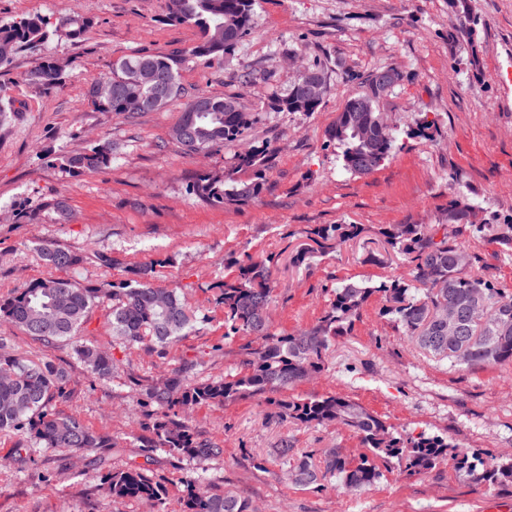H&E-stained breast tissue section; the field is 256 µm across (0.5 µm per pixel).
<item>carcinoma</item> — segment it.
I'll use <instances>...</instances> for the list:
<instances>
[{
    "label": "carcinoma",
    "instance_id": "obj_1",
    "mask_svg": "<svg viewBox=\"0 0 512 512\" xmlns=\"http://www.w3.org/2000/svg\"><path fill=\"white\" fill-rule=\"evenodd\" d=\"M256 0H169L171 22L198 28L200 41L185 50L194 59L209 61L234 52L254 27ZM91 26V20L77 12L49 19L31 14L9 23L0 22V68L14 55L36 50L52 37L77 39ZM52 58L40 57L28 72L27 80L40 86L61 84L62 73L53 71ZM112 96L94 98L97 82L87 85L85 95L95 109L124 112L128 116L155 112L184 95L174 61L162 54H138L123 58L107 77ZM167 87L161 103L148 106L155 86ZM395 86L391 82L350 96L326 131L327 142L340 149L343 168L354 175H369L390 158L396 142L393 129L384 128L385 119L378 100ZM280 112H314L318 105L292 89L273 101ZM259 115L246 111L239 98L212 97L198 92L188 97L170 137L188 153H209L240 139L255 125ZM276 149L268 143L251 146L234 157L222 174L198 175L190 192L214 207H240L255 202L267 189ZM112 145L103 143L58 158L73 177L95 173L111 166ZM470 205L455 203L448 208L446 223L388 224L380 228L386 242L407 260L408 273L390 283L367 287L347 283L336 289L329 311L313 328L297 334H278L268 316L274 299L273 258H253L235 263L234 274L224 279L219 303L224 306V336L243 334L256 339L243 370L224 379L196 384L189 382L196 364L185 361L164 383L145 390L147 401L160 416L151 426L149 447L199 464L224 454L220 446L199 440L179 417L192 407L222 405L238 398L280 393L294 389L302 380L322 370L325 354L336 338L348 335L361 308L374 293L384 296L383 314L392 315L408 336L424 351L465 370L479 365L512 362V293L473 271L477 256L467 255L462 243L448 236L466 229ZM356 224L321 225L312 235L339 242L359 237ZM43 259L63 271L76 269L83 258L60 246L42 244ZM469 256L464 265L459 258ZM157 263L136 267L131 277L110 288L82 285L72 279L47 278L29 283L14 296L0 300V319L20 329L24 335L53 347L79 335L92 307L112 304V335L125 343L165 349L194 330L196 316L180 291L156 283ZM458 312L459 338L448 343V319L444 310ZM7 339L0 336V432L16 431L27 442L16 449L19 459L32 451L30 444L64 449L84 455L112 448V438L91 430L76 414H62L56 402L66 394L67 373L48 359H24L1 352ZM75 351L87 370L99 380L112 377L113 362L104 350L78 344ZM279 415L304 425H340L361 436L369 453L353 461L333 451L325 459L324 470L307 459L294 457V449L283 444L277 454L291 459V480L301 487L321 486L327 478H337L348 490L375 484L381 472L376 458H398L413 473L431 469L448 454V440L419 435L405 438L360 403L336 394L310 398L276 400ZM482 479L494 484L512 483V460L500 461ZM107 491L114 499H138L158 507L164 504L167 487L148 476L141 465L131 462L106 475ZM183 512H253L250 502L231 493H211L201 477L184 482Z\"/></svg>",
    "mask_w": 512,
    "mask_h": 512
}]
</instances>
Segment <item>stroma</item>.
I'll return each instance as SVG.
<instances>
[{"label": "stroma", "instance_id": "35a3bbf8", "mask_svg": "<svg viewBox=\"0 0 512 512\" xmlns=\"http://www.w3.org/2000/svg\"><path fill=\"white\" fill-rule=\"evenodd\" d=\"M471 33L453 25L448 0H258L254 28L234 54L209 63L186 57L196 28L168 21V0H0V22L30 14L58 19L77 11L93 21L78 39L55 38L38 53L22 52L0 69V97L15 111L0 115V300L32 281L55 276L35 249L43 242L83 256L74 274L107 288L129 268L157 262L160 285L181 289L199 321L166 353L129 346L112 336L108 305L93 308L80 342L100 346L113 360L111 379L87 373L73 345L43 347L0 319L11 350L47 357L69 375V395L57 410L77 414L111 437L113 450L87 456L40 448L21 464L19 439L0 433V512H152L135 499L115 500L105 475L128 462L144 465L168 489L162 512H181L184 480L202 474L213 491L247 498L256 512H512V485L479 483L456 464L460 455L485 467L512 457V364L465 371L420 349L372 294L349 335L330 346L321 373L298 384V397L336 394L352 399L399 433L448 439L447 456L420 475L398 459L380 463L381 478L357 492L339 481L300 487L276 453L290 441L296 455L323 464L332 448L362 454L360 436L339 427L279 419L266 397L196 406L195 435L220 444V459L204 464L152 451L146 441L155 407L143 390L182 361L196 362L195 380L240 372L249 336L224 335L217 297L228 258L273 256L271 307L277 333L314 327L336 288L375 287L405 275L402 256L384 244L388 224L444 223L456 201L475 206L481 232L463 235L479 255V272L512 293V251L496 233L512 224V0H468ZM146 52L175 57L187 93L239 96L258 122L240 141L190 156L169 132L184 101L129 118L94 109L85 96L123 57ZM65 62V81L46 89L26 79L37 56ZM321 64L330 91L315 112H281L299 68ZM392 68L400 82L379 102L397 132L393 155L377 171H345L325 130L369 74ZM429 124L428 136L418 135ZM109 142L111 169L74 178L58 157ZM269 142L277 147L269 186L255 203L217 208L189 194L199 174L222 172L235 153ZM63 198L71 222L55 221L48 204ZM39 209L38 220L19 216ZM326 224H357L361 235L316 248L308 265L291 262ZM111 255L112 265L99 263Z\"/></svg>", "mask_w": 512, "mask_h": 512}]
</instances>
